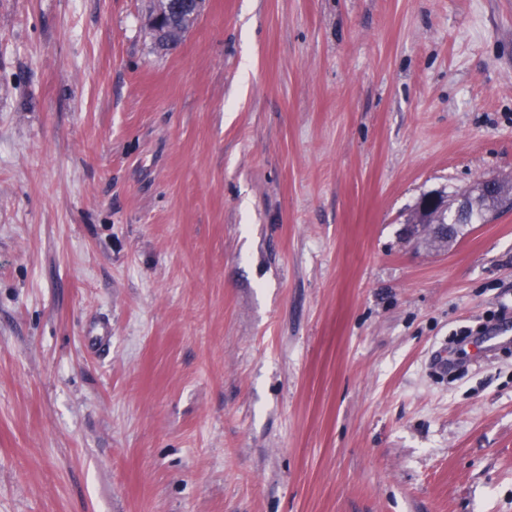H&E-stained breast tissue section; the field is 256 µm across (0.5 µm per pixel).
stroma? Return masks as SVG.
Listing matches in <instances>:
<instances>
[{"instance_id": "35a3bbf8", "label": "stroma", "mask_w": 512, "mask_h": 512, "mask_svg": "<svg viewBox=\"0 0 512 512\" xmlns=\"http://www.w3.org/2000/svg\"><path fill=\"white\" fill-rule=\"evenodd\" d=\"M152 7L0 0V512H512V0ZM205 3L206 0H156L149 26L159 40L167 39L172 45V32L185 29V25L188 31L202 14ZM497 186L493 190H486L481 196L479 204L475 207L470 208V202L467 198L463 197L457 202V211H466L465 215H462L454 209L452 206L448 207V210H443L437 215L441 219L442 224L434 222L432 215L430 214L432 208L436 204L440 209L446 208L444 200L438 197L427 198L430 202L427 204L421 203L418 208V219L416 221L417 227H408L406 229L407 237L417 233L418 229L420 234L424 237H435L448 234L449 242L453 241L460 232V227L463 225L456 224H483L488 221V218L493 213L502 210L501 198L512 199V182L498 178L495 180ZM448 242V243H449Z\"/></svg>"}]
</instances>
